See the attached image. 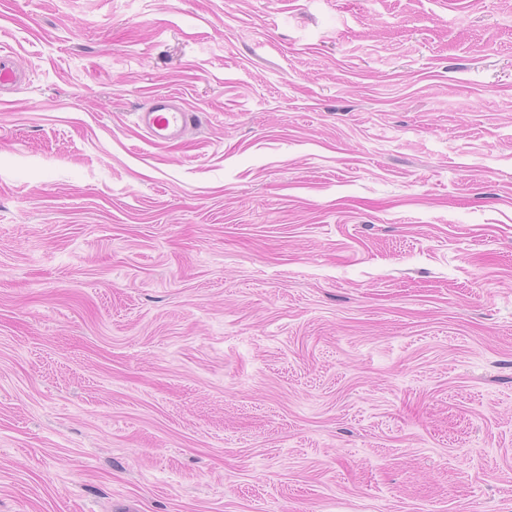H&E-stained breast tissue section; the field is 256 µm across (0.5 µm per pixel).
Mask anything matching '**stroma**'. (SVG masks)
Listing matches in <instances>:
<instances>
[{
	"instance_id": "1",
	"label": "stroma",
	"mask_w": 512,
	"mask_h": 512,
	"mask_svg": "<svg viewBox=\"0 0 512 512\" xmlns=\"http://www.w3.org/2000/svg\"><path fill=\"white\" fill-rule=\"evenodd\" d=\"M0 51V512H512V0H0ZM197 119L179 96L169 93L153 95L148 107L136 113L139 127L156 139L168 141L184 135Z\"/></svg>"
}]
</instances>
